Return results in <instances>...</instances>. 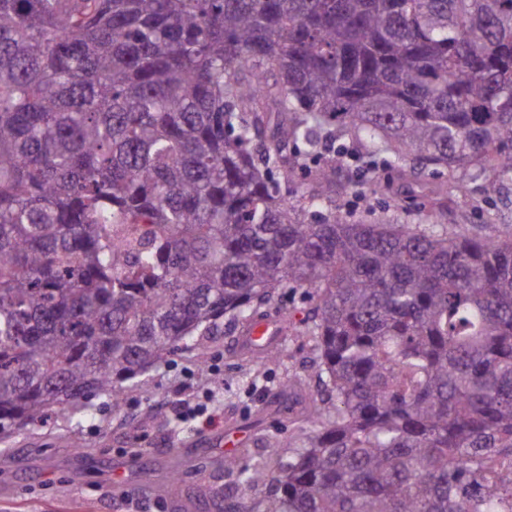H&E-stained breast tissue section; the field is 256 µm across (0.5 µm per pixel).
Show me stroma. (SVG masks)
<instances>
[{
  "label": "stroma",
  "mask_w": 512,
  "mask_h": 512,
  "mask_svg": "<svg viewBox=\"0 0 512 512\" xmlns=\"http://www.w3.org/2000/svg\"><path fill=\"white\" fill-rule=\"evenodd\" d=\"M368 158L370 170L361 165ZM329 165L336 168V208L347 220L372 223L388 214L418 225L441 190V233L494 237L512 230V184L488 195L473 181L461 197L450 191L447 170L420 176L389 165L386 155L369 156L349 138L298 169L289 190L301 194L316 170ZM315 306L313 290L277 289L269 311L288 318L275 346L277 363L239 348L237 324L200 339L198 352H171L126 389L120 410L97 398L92 416L58 413L0 444V512H178L202 484L236 493L233 475L214 468L225 456L226 437L239 433L234 453L242 460L269 457L260 435L299 442L302 407L327 398L314 370L317 341L308 331ZM184 398L206 406L213 423L177 419ZM173 464L181 478L158 495Z\"/></svg>",
  "instance_id": "1"
}]
</instances>
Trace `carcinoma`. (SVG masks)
Segmentation results:
<instances>
[{"mask_svg": "<svg viewBox=\"0 0 512 512\" xmlns=\"http://www.w3.org/2000/svg\"><path fill=\"white\" fill-rule=\"evenodd\" d=\"M345 135L512 183V0H0V441L310 288L332 409L220 467L264 512H512V233L289 201Z\"/></svg>", "mask_w": 512, "mask_h": 512, "instance_id": "carcinoma-1", "label": "carcinoma"}]
</instances>
